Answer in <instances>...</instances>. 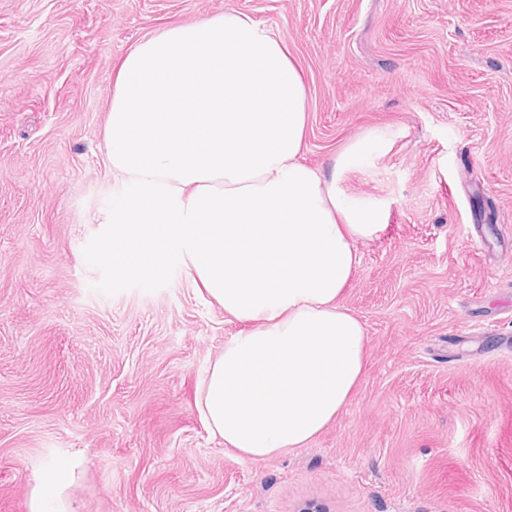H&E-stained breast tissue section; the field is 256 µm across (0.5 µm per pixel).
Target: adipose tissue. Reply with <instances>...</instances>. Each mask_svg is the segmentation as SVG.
<instances>
[{
	"instance_id": "ef3b65f1",
	"label": "adipose tissue",
	"mask_w": 512,
	"mask_h": 512,
	"mask_svg": "<svg viewBox=\"0 0 512 512\" xmlns=\"http://www.w3.org/2000/svg\"><path fill=\"white\" fill-rule=\"evenodd\" d=\"M306 89L282 36L240 12L173 25L123 59L102 152L120 188L106 221L133 246L129 278L164 248L246 327L224 342L197 407L213 436L254 461L300 448L337 420L367 366L364 326L340 297L357 242L385 228L340 187L370 152L330 170L299 162ZM54 460L29 512H71Z\"/></svg>"
}]
</instances>
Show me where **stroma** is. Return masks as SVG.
Segmentation results:
<instances>
[{
  "instance_id": "1",
  "label": "stroma",
  "mask_w": 512,
  "mask_h": 512,
  "mask_svg": "<svg viewBox=\"0 0 512 512\" xmlns=\"http://www.w3.org/2000/svg\"><path fill=\"white\" fill-rule=\"evenodd\" d=\"M233 10L307 87L300 159L387 213L340 302L367 373L307 447L262 461L196 399L243 325L168 251L137 279L101 217L119 66ZM69 458L72 512H512V0H0V512Z\"/></svg>"
}]
</instances>
